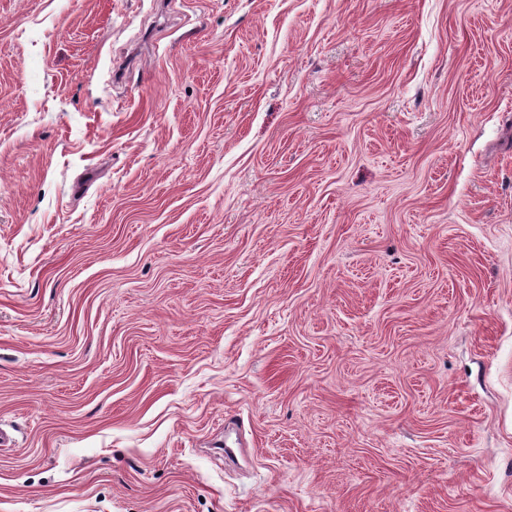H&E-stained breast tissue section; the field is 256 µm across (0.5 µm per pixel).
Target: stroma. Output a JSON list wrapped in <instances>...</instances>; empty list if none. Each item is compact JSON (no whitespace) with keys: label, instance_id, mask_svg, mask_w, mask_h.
<instances>
[{"label":"stroma","instance_id":"stroma-1","mask_svg":"<svg viewBox=\"0 0 512 512\" xmlns=\"http://www.w3.org/2000/svg\"><path fill=\"white\" fill-rule=\"evenodd\" d=\"M0 429V512H512V0H0Z\"/></svg>","mask_w":512,"mask_h":512}]
</instances>
